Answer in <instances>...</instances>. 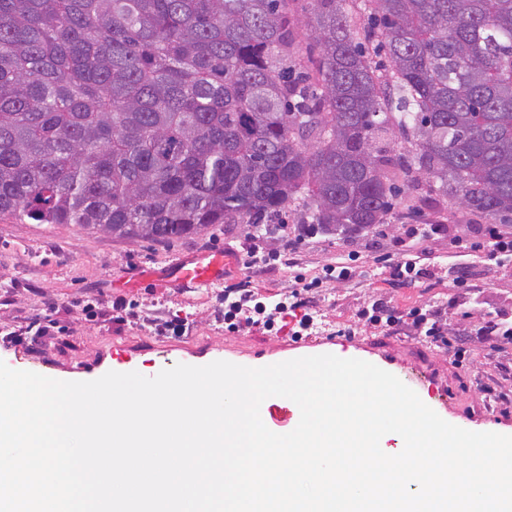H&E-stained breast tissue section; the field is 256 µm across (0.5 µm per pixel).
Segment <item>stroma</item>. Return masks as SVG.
I'll use <instances>...</instances> for the list:
<instances>
[{"label":"stroma","mask_w":512,"mask_h":512,"mask_svg":"<svg viewBox=\"0 0 512 512\" xmlns=\"http://www.w3.org/2000/svg\"><path fill=\"white\" fill-rule=\"evenodd\" d=\"M397 198L387 219L391 232L406 224H444L447 236L429 241L416 258L417 281L406 282L381 261L385 245L371 246L369 235L350 239L317 233L306 239L288 262H275L254 277L261 301L289 292L298 278H323L319 307L328 331L311 336L275 334L263 329L230 331L217 320L222 284L243 279L240 249L249 230L242 224H218L200 234L170 242L115 239L75 224H25L0 219V361L15 370L50 378L92 381L118 366L114 345H124L129 366L147 375L182 363L203 366L223 360L262 367L339 346L340 331L355 334L354 357L378 361L392 356L402 368L433 376L449 402L475 432L512 434V413L502 414L499 398L512 377V342L491 350L477 336L484 317L512 322V263L481 262L475 253L457 255L449 237L480 224V216L448 209L446 204L409 214ZM224 250L222 284L183 288L127 287L144 271L163 270L177 258ZM355 253L354 275L326 278L324 269L338 256ZM124 302L162 318L185 320L180 334L158 336L135 325L112 321V305ZM396 311L393 328L363 325L358 311L373 302ZM434 304L444 310L449 348L414 339L407 321L413 308ZM464 356H457L456 348Z\"/></svg>","instance_id":"stroma-1"}]
</instances>
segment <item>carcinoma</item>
Returning <instances> with one entry per match:
<instances>
[{
    "label": "carcinoma",
    "instance_id": "carcinoma-1",
    "mask_svg": "<svg viewBox=\"0 0 512 512\" xmlns=\"http://www.w3.org/2000/svg\"><path fill=\"white\" fill-rule=\"evenodd\" d=\"M289 2L0 0V217L346 236L406 193L511 225L512 0H314L311 62Z\"/></svg>",
    "mask_w": 512,
    "mask_h": 512
}]
</instances>
